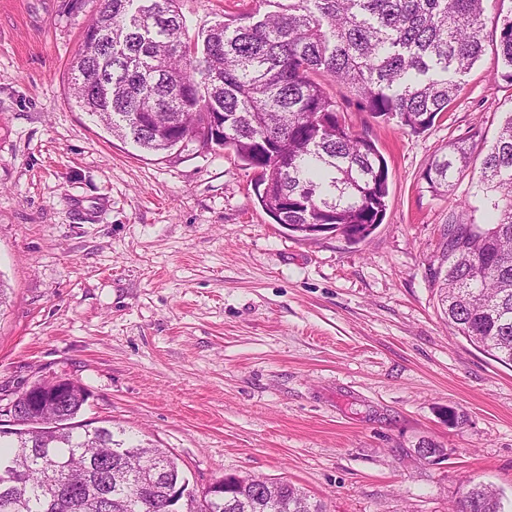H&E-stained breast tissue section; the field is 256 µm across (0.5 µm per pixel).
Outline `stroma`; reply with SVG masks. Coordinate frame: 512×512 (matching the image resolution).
<instances>
[{
    "instance_id": "1",
    "label": "stroma",
    "mask_w": 512,
    "mask_h": 512,
    "mask_svg": "<svg viewBox=\"0 0 512 512\" xmlns=\"http://www.w3.org/2000/svg\"><path fill=\"white\" fill-rule=\"evenodd\" d=\"M248 2L179 6L193 37ZM96 10L0 0V396L78 381L81 420L167 449L200 491L235 474L291 482L327 512H450L474 484L512 502V363L451 332L431 277L458 203L485 219L481 151L512 110L498 4L421 135L327 83L388 165L385 218L356 244L291 237L232 152L168 161L76 107L69 63ZM459 139L473 163L432 196L424 173Z\"/></svg>"
}]
</instances>
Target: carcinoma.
I'll use <instances>...</instances> for the list:
<instances>
[{
	"mask_svg": "<svg viewBox=\"0 0 512 512\" xmlns=\"http://www.w3.org/2000/svg\"><path fill=\"white\" fill-rule=\"evenodd\" d=\"M197 40L179 0H100L70 63L75 104L113 136L165 158L189 148L230 150L254 173L258 204L297 237H367L386 213L388 166L354 130L318 80L354 92L363 111L421 134L448 112L462 76L484 52L489 0H253ZM275 10L261 12V6ZM497 76L512 84V9L501 18ZM223 114L224 132L214 114ZM472 147L448 144L426 169L429 192L447 196L470 166ZM494 219L448 220L434 274L455 333L512 362V112L482 159ZM65 403L44 382L24 393L31 416L0 441V512H166L170 490L187 512H291L308 499L272 482L279 500L252 485L196 494L163 448L129 444L106 426L76 422L85 388ZM458 512H506L501 493L474 485Z\"/></svg>",
	"mask_w": 512,
	"mask_h": 512,
	"instance_id": "obj_1",
	"label": "carcinoma"
}]
</instances>
